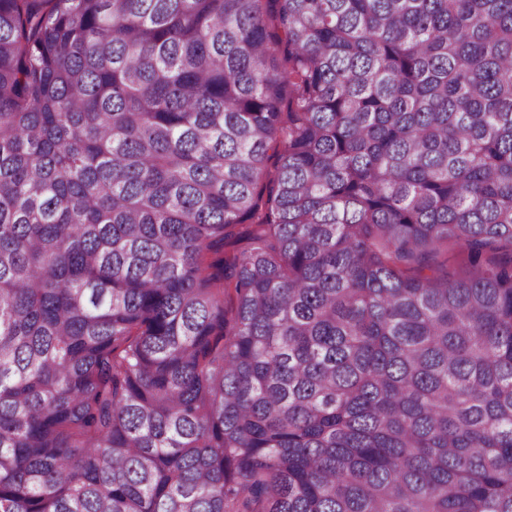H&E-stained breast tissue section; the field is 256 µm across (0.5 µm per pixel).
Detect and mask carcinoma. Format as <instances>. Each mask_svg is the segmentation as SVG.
<instances>
[{
  "label": "carcinoma",
  "instance_id": "cac0c4a2",
  "mask_svg": "<svg viewBox=\"0 0 512 512\" xmlns=\"http://www.w3.org/2000/svg\"><path fill=\"white\" fill-rule=\"evenodd\" d=\"M0 512H512V0H0Z\"/></svg>",
  "mask_w": 512,
  "mask_h": 512
}]
</instances>
